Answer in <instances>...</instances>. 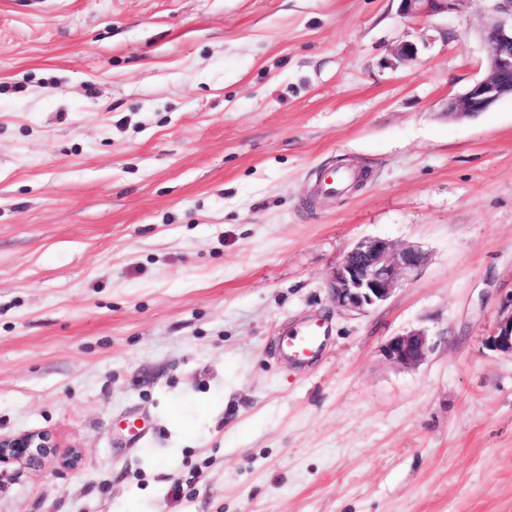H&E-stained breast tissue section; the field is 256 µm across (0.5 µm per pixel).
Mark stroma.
Wrapping results in <instances>:
<instances>
[{"instance_id":"stroma-1","label":"stroma","mask_w":512,"mask_h":512,"mask_svg":"<svg viewBox=\"0 0 512 512\" xmlns=\"http://www.w3.org/2000/svg\"><path fill=\"white\" fill-rule=\"evenodd\" d=\"M399 5L0 0V436L57 444L0 463V512H512V355L487 344L512 99L444 112L492 4ZM338 165L367 177L315 199ZM369 237L428 260L349 313L327 280ZM413 329L425 361L392 365ZM471 0H400V12L409 17H433L458 13ZM320 338V324H311L301 331H296L284 340L283 348L298 361H305L314 356ZM385 358L399 366L411 368L419 366L430 351L428 336L414 330L393 336L383 346Z\"/></svg>"}]
</instances>
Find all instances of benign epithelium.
<instances>
[{
  "mask_svg": "<svg viewBox=\"0 0 512 512\" xmlns=\"http://www.w3.org/2000/svg\"><path fill=\"white\" fill-rule=\"evenodd\" d=\"M472 0H400V12L409 17H433L458 13ZM481 36L488 49L486 74L467 89L448 99L445 112L451 118H474L503 99L512 98V26L491 17ZM426 255L408 246L394 248L381 238H365L353 245L335 264L327 288L337 308L365 313L387 301L396 288L419 270ZM488 345L512 355V310L499 316ZM430 351L428 336L414 330L390 338L383 346L385 358L399 366H419ZM56 443L46 432L0 437V462L24 460L40 463L54 454Z\"/></svg>",
  "mask_w": 512,
  "mask_h": 512,
  "instance_id": "7a95c632",
  "label": "benign epithelium"
}]
</instances>
